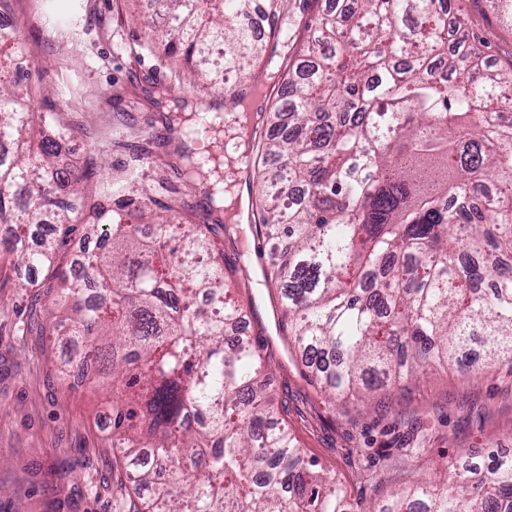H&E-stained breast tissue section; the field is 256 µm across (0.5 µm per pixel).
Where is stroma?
Returning a JSON list of instances; mask_svg holds the SVG:
<instances>
[{"label": "stroma", "mask_w": 512, "mask_h": 512, "mask_svg": "<svg viewBox=\"0 0 512 512\" xmlns=\"http://www.w3.org/2000/svg\"><path fill=\"white\" fill-rule=\"evenodd\" d=\"M470 19L473 42L485 44L496 67L512 62V17L495 0H459ZM79 16L77 36L67 37L44 0H13L25 22L22 38L31 63L28 81L65 110L74 159H59L65 175L78 178L94 200L105 178L131 155L174 160L177 139L167 136L160 97L174 81L172 62L144 50L150 29L169 17L157 0H67ZM210 203L202 193L165 195L158 213L174 223L208 224ZM255 228L244 223L230 241H219L224 264L244 267L252 307L242 324L278 365L270 388L287 400L289 420L309 457L331 470L351 501L388 495L389 485L360 483L352 453L378 456L404 444L408 429L348 401L331 403L306 381L300 360L280 328L275 289L264 282L255 254ZM40 268L0 263V512H113L112 448L101 425L104 390L74 389L60 372L64 344L45 332L28 331V315L42 281ZM395 412L422 419L432 431L417 472L466 455L476 462L512 449V387L462 377L442 369L409 383L392 397Z\"/></svg>", "instance_id": "obj_1"}]
</instances>
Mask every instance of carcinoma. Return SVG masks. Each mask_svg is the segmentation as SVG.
<instances>
[{"label":"carcinoma","mask_w":512,"mask_h":512,"mask_svg":"<svg viewBox=\"0 0 512 512\" xmlns=\"http://www.w3.org/2000/svg\"><path fill=\"white\" fill-rule=\"evenodd\" d=\"M163 2L164 56L213 88L263 56L251 21L289 11L284 0ZM453 2L342 0L290 16L302 61H266L284 78L251 163L260 192L283 203L254 224L275 242L289 344L332 400L440 368L512 375V70L485 62ZM21 56L20 35L0 31V224L13 226L0 260L46 269L52 334L105 349L117 512H351L298 446L286 406L265 396L273 357L226 336L242 308L214 237L236 223H150L167 179L136 197L128 164L103 188L113 208L80 202L78 181L54 169L68 124L35 111L13 78ZM177 156L185 188L208 190L212 172L187 143ZM35 213L52 237L32 246ZM77 224L99 251L63 269ZM404 477L367 512H512V451Z\"/></svg>","instance_id":"obj_1"}]
</instances>
